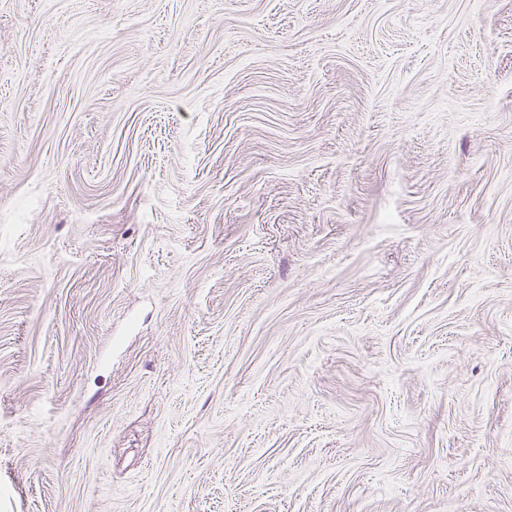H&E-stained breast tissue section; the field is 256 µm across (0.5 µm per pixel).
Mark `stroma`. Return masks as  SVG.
I'll return each instance as SVG.
<instances>
[{
  "instance_id": "stroma-1",
  "label": "stroma",
  "mask_w": 512,
  "mask_h": 512,
  "mask_svg": "<svg viewBox=\"0 0 512 512\" xmlns=\"http://www.w3.org/2000/svg\"><path fill=\"white\" fill-rule=\"evenodd\" d=\"M0 512H512V0H0Z\"/></svg>"
}]
</instances>
